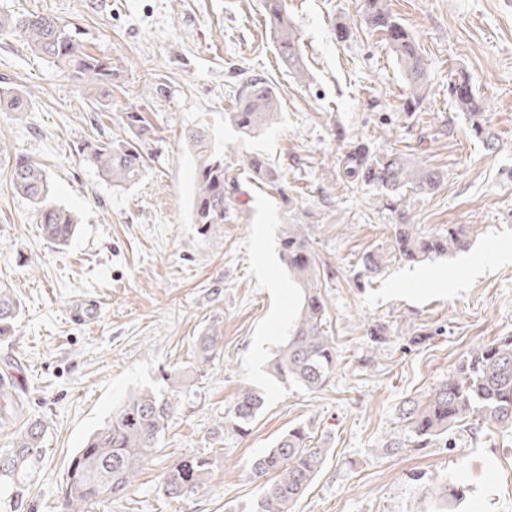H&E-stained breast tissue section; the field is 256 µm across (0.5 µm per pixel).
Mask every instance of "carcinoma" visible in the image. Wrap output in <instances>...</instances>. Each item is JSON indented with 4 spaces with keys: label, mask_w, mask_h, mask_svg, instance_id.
Instances as JSON below:
<instances>
[{
    "label": "carcinoma",
    "mask_w": 512,
    "mask_h": 512,
    "mask_svg": "<svg viewBox=\"0 0 512 512\" xmlns=\"http://www.w3.org/2000/svg\"><path fill=\"white\" fill-rule=\"evenodd\" d=\"M368 2L369 24L384 34L402 68L409 88L407 108L411 110L422 103L428 87L418 43L384 0ZM264 9L283 63L302 70L299 37L288 17L286 0H264ZM7 29L19 33L32 52L51 59L66 71H74L89 94L106 96V88L112 84L117 70L112 61L82 51L76 32L68 25L43 12L21 17L1 14L0 31ZM448 96L469 116L474 137L482 140L488 149H494L495 135L482 119V100L469 77L463 73L455 75V80L448 84ZM279 112V101L271 87L256 78L246 86L237 110L229 113V118L248 134L274 124ZM129 119L136 139L144 140L153 134L152 127L138 113H130ZM187 140L197 160L194 223L222 224L232 206V197L225 196L224 150L212 143L208 131L202 127L189 131ZM85 152L86 160L117 188L136 183L145 170V157L123 138L95 140L85 147ZM238 165L258 184L274 187L279 182L276 168L260 154H243ZM341 172L349 182L380 185L392 203L401 188L429 191L440 178L437 170L415 167L399 155L377 159L363 144L345 152ZM11 186L32 201L50 241L63 244L73 236L78 219L51 200L46 172L39 163L17 160L11 166ZM394 233L399 259L413 263L462 251L469 246L471 236L464 225H450L448 233L434 235L423 234L403 220L395 225ZM280 256L288 267L293 286L301 292V300L288 340L276 351L270 372L281 383L314 391L322 388L336 370V341L324 330L325 308L318 292V262L309 236L301 226L290 224L282 230ZM18 312L19 303L12 289L0 284V334L13 326ZM219 336L220 329L211 326L198 338L204 360L218 353ZM265 402L262 391L245 387L224 421L236 434H245ZM171 409V399L150 388L130 395L107 424L72 456L61 487L66 512H89L90 508L109 503L112 496L128 489L158 448ZM403 416L411 424L419 444L439 436L455 422L472 418L487 426H512V336L494 339L473 351L456 373L427 393L425 400L410 403ZM44 438V425L34 420L16 432L11 448L0 452V480L16 502L23 499L31 473L45 457ZM306 439L303 428L290 429L254 461L253 477L263 478L265 482L250 512H292L325 461L326 450L308 445ZM213 465L210 456L178 459L162 473L159 490L171 499L193 493L209 482Z\"/></svg>",
    "instance_id": "carcinoma-1"
}]
</instances>
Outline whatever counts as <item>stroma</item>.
Instances as JSON below:
<instances>
[{
  "label": "stroma",
  "mask_w": 512,
  "mask_h": 512,
  "mask_svg": "<svg viewBox=\"0 0 512 512\" xmlns=\"http://www.w3.org/2000/svg\"><path fill=\"white\" fill-rule=\"evenodd\" d=\"M421 47L429 91L407 111L408 88L367 0H288L303 75L280 60L263 0H0V12L53 15L76 28L85 52L112 59L119 76L101 111L69 72L16 34H0V88L23 112L0 107V281L20 310L0 336V377L23 371L20 398H0V449L28 420L47 429L31 492L0 512H62L67 463L137 390L182 388L157 452L136 481L92 512H249L261 494L250 470L284 432L305 428L326 460L294 512H443L444 490L464 488L454 512H512V427L453 424L415 445L402 411L453 374L474 348L512 336V0H389ZM466 72L497 137L487 150L449 96ZM275 91L276 124L251 135L229 121L243 86ZM154 134L139 144L141 179L115 188L86 163L97 139L129 137L128 113ZM206 124L225 164L264 155L274 190L239 175L221 224L193 220L196 159L184 134ZM437 169L426 194L348 185L341 159L354 143ZM46 170L51 198L79 218L67 245L42 235L33 204L10 185L16 159ZM423 233L472 228L471 248L409 264L394 253L399 219ZM304 225L320 258L325 323L336 370L311 392L269 373L297 306L279 258L284 225ZM378 254L377 273L361 258ZM216 324L220 349L201 362L198 336ZM385 328L382 337L372 326ZM266 404L246 435L224 427L239 391ZM402 446L388 450L391 438ZM213 455L212 481L171 499L160 474L177 458Z\"/></svg>",
  "instance_id": "obj_1"
}]
</instances>
